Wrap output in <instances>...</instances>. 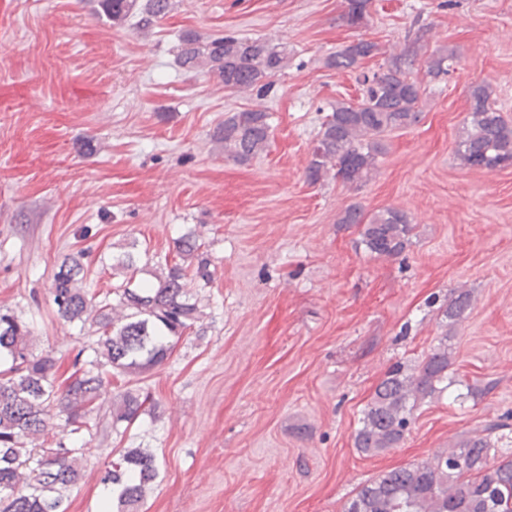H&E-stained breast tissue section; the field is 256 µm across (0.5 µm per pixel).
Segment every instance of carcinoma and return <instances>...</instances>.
Returning <instances> with one entry per match:
<instances>
[{
  "label": "carcinoma",
  "mask_w": 512,
  "mask_h": 512,
  "mask_svg": "<svg viewBox=\"0 0 512 512\" xmlns=\"http://www.w3.org/2000/svg\"><path fill=\"white\" fill-rule=\"evenodd\" d=\"M369 4L370 0H348L344 15L348 26L357 28L364 22ZM169 7L170 0L143 4L98 0L99 15L119 23L137 8L145 26L163 19ZM430 32V27L418 26L414 37H406L400 54L386 59L371 74H357L361 93L356 100L331 104L306 168L310 183H318L330 167L345 183L367 181L376 169L380 137L419 121L424 89L412 66ZM377 51L375 43L357 40L336 52L328 66L353 71ZM178 61L187 69L217 75L226 89H255L260 95L270 87V78L286 66L288 52L282 44L261 38L226 35L202 42L188 37ZM455 64L453 51L438 49L428 62L427 75L446 76ZM491 94L487 83L471 90L465 135L457 153L473 168L512 165V122L495 107ZM270 131L269 112L256 106L224 118L215 139L224 144L225 158L246 164L268 148ZM340 223L362 227V243L375 257L400 256L413 231L407 214L396 208L370 217L351 205ZM199 248L195 235L179 238L176 260L160 264L152 281L137 278L144 267L134 254L112 257V270L124 274L112 291L113 302L99 301L82 288L81 255L65 257L54 276L52 301L65 321L91 322L100 332L94 356L83 361V351H78L75 371L65 379L51 352L32 350L30 324L0 313V512H67L66 493L82 477L81 460L87 447L78 434L96 427L91 414L107 393L112 376L143 373L161 364L171 355L175 341L198 322V305L189 292L183 260ZM471 306V293L458 288L445 316L458 321ZM450 367L446 336L412 371L393 365L379 379L364 408L361 427L354 435L355 448L369 454L396 447L418 403L442 397L456 383ZM147 400L127 389L108 427L133 425L145 412ZM55 417L63 418V429L72 435L67 444L47 439ZM511 427L505 421L490 423L481 433L425 461L380 474L357 488L343 512H512V456L490 462ZM157 476L154 454L125 448L111 462L102 483L115 495L117 512H135Z\"/></svg>",
  "instance_id": "1"
}]
</instances>
